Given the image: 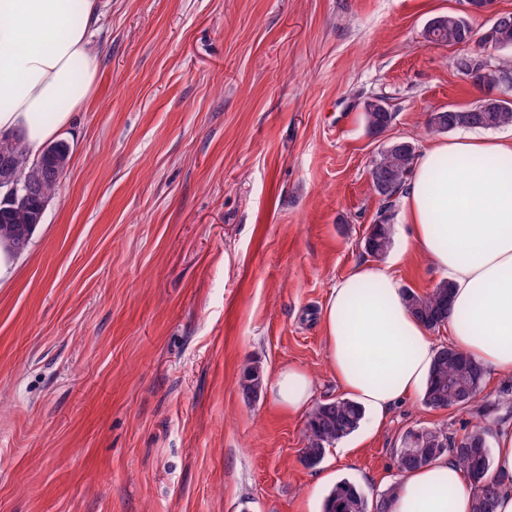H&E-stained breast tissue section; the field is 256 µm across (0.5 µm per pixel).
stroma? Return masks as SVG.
I'll list each match as a JSON object with an SVG mask.
<instances>
[{"label": "stroma", "instance_id": "35a3bbf8", "mask_svg": "<svg viewBox=\"0 0 512 512\" xmlns=\"http://www.w3.org/2000/svg\"><path fill=\"white\" fill-rule=\"evenodd\" d=\"M465 0H97L94 98L27 252L0 277V512H321L343 479L376 500L406 432L499 419L512 379L465 408L422 397L308 466L293 366L341 397L322 312L368 258L389 143L424 151L429 113L487 94L429 43ZM385 97L371 133L362 103ZM379 265L424 294L442 273L394 236ZM259 362L266 388L239 391ZM272 391L281 406L299 410L310 401L314 384L305 371L296 367H286L275 377Z\"/></svg>", "mask_w": 512, "mask_h": 512}]
</instances>
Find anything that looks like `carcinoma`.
<instances>
[{
    "instance_id": "obj_1",
    "label": "carcinoma",
    "mask_w": 512,
    "mask_h": 512,
    "mask_svg": "<svg viewBox=\"0 0 512 512\" xmlns=\"http://www.w3.org/2000/svg\"><path fill=\"white\" fill-rule=\"evenodd\" d=\"M472 26L460 15L449 13L434 18L425 30L427 41L448 46L471 42ZM495 46L499 50L512 49V14L505 13L496 29ZM455 68L460 75L473 83L489 89L512 90L507 72L509 68L489 66L478 57L462 54L457 57ZM491 98L480 100L465 108H450L428 115L427 128L432 133H444L456 129H498L512 125V100L498 105H488ZM365 123L374 133L382 131L393 120L389 110L363 107ZM3 139L13 143L14 166L21 181L34 188V195L24 205L0 204V245L5 246L14 256L22 255L29 248L32 236L42 219L38 214L46 209L47 202L59 186L63 172L70 160V145L63 140L50 143L54 155L40 162L30 158L25 139L18 134L5 135ZM416 158L415 148H405L398 143L389 144L372 165V186L385 201V208L391 209L392 198L403 189ZM390 216H384V223L374 225L365 243V250L373 257L384 255L392 244ZM451 285L439 281L432 291L420 295L406 290L407 306L411 313L427 327L436 329L448 320L451 314ZM486 369L468 355L444 345L439 348L429 372L424 389V404L434 409L460 408L471 404L482 391ZM264 385V372L260 365L247 368L240 377L239 389L247 401L257 399ZM364 417L363 409L355 402L345 399H331L317 404L310 412L305 425V446L302 456L309 466L321 462L328 447L356 431ZM488 434V428L475 425L460 438L448 435L443 428H423L410 431L406 437H413L417 445L425 449L418 460L409 462L408 469H416L430 460L432 445L445 440L456 450L455 458L464 468L478 492L475 512H493L497 487L489 479L490 461L485 459L480 445ZM394 488L388 487L381 502L368 506L362 490L348 480H342L330 491L322 505V512H386V502Z\"/></svg>"
}]
</instances>
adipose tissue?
Wrapping results in <instances>:
<instances>
[{
  "mask_svg": "<svg viewBox=\"0 0 512 512\" xmlns=\"http://www.w3.org/2000/svg\"><path fill=\"white\" fill-rule=\"evenodd\" d=\"M96 0H0V133L21 131L31 152L95 96L87 32ZM413 246L447 276L453 314L437 341L413 316L386 267L366 262L331 289L323 310L327 360L346 398L381 424L421 392L441 344L500 378L512 376V139L455 137L415 160L402 201ZM277 402L298 410L314 384L280 370ZM494 512H512V423L492 431ZM476 489L453 455L402 473L387 512H473Z\"/></svg>",
  "mask_w": 512,
  "mask_h": 512,
  "instance_id": "adipose-tissue-1",
  "label": "adipose tissue"
}]
</instances>
